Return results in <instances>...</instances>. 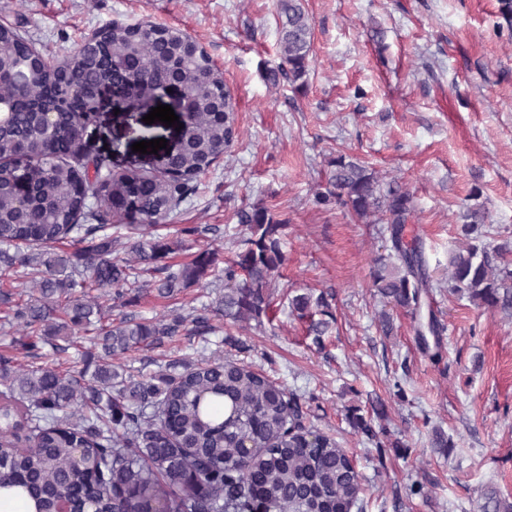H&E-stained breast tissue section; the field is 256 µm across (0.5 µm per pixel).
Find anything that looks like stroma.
Returning <instances> with one entry per match:
<instances>
[{
  "label": "stroma",
  "mask_w": 512,
  "mask_h": 512,
  "mask_svg": "<svg viewBox=\"0 0 512 512\" xmlns=\"http://www.w3.org/2000/svg\"><path fill=\"white\" fill-rule=\"evenodd\" d=\"M314 19L308 87L271 83L277 53L275 0H0V19L24 27L38 48L69 49L93 30L146 21L186 31L224 73L238 137L182 203L174 225H196L191 249L242 250L241 211L263 201L287 224L286 255L272 283V307L259 319L210 315L211 331L186 325L179 336L125 355L131 374L224 357L251 365L303 394L307 424L353 453L362 476V512H476L481 488L512 496V319L448 294V252L459 212L479 189L492 233L512 231V29L498 0H305ZM145 110L105 98L88 125L84 150L107 158L113 173L155 168L141 140L175 128L145 124ZM368 159L397 178L418 205L409 233L425 244L438 288L427 301L443 326L437 350L419 342L412 319L395 311L391 335L370 277L384 245L380 224H361L336 204L318 203L329 157ZM224 288L216 281L176 297L156 293L114 307L147 318L195 315ZM334 293L335 329L322 338L293 314L292 296ZM381 400L377 442L349 425L358 408L372 417ZM451 437L434 450V433ZM422 485L412 493V485Z\"/></svg>",
  "instance_id": "35a3bbf8"
}]
</instances>
